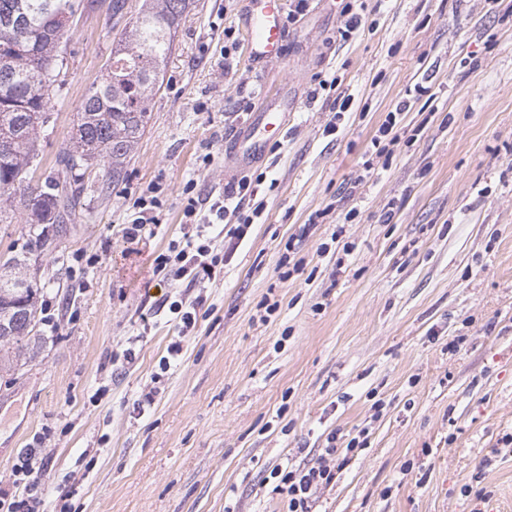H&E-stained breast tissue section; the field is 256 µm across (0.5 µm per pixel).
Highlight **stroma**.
<instances>
[{
	"label": "stroma",
	"mask_w": 512,
	"mask_h": 512,
	"mask_svg": "<svg viewBox=\"0 0 512 512\" xmlns=\"http://www.w3.org/2000/svg\"><path fill=\"white\" fill-rule=\"evenodd\" d=\"M84 3L36 180L56 172L124 25L111 0ZM511 4L370 0L343 42L337 0H313L282 59L253 62L242 45L224 53L225 28L244 35L247 0H195L123 176L110 183L104 163L86 173L82 207L44 258L39 354L0 372V487L34 485L40 512H285L271 468L363 431L315 512H512ZM322 70L349 96L345 112L310 99ZM418 84L432 99L410 97ZM284 97L272 149L234 166L235 140ZM404 100L390 164L367 159ZM254 173L262 212L234 247L208 206ZM189 181L225 256L194 287L153 273L181 235ZM151 184L159 224L128 244L121 229ZM198 297L209 314L170 360L167 303ZM130 346L134 362L113 374ZM32 448L49 456L38 474L22 467Z\"/></svg>",
	"instance_id": "1"
}]
</instances>
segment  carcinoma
I'll use <instances>...</instances> for the list:
<instances>
[{"instance_id": "carcinoma-1", "label": "carcinoma", "mask_w": 512, "mask_h": 512, "mask_svg": "<svg viewBox=\"0 0 512 512\" xmlns=\"http://www.w3.org/2000/svg\"><path fill=\"white\" fill-rule=\"evenodd\" d=\"M193 0H143L112 43V61L84 95L72 145L56 159L57 172L31 184L40 155L33 115L47 113L60 91L58 61L70 28L60 18L84 10L83 0H0V222L21 208L33 236L25 251L0 255V371L25 359L23 339L37 321V280L28 255L56 248L67 234L89 162L108 161L117 182L151 118V103L165 79L167 59Z\"/></svg>"}]
</instances>
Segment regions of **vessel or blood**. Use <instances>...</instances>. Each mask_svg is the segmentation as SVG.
I'll list each match as a JSON object with an SVG mask.
<instances>
[{
  "label": "vessel or blood",
  "mask_w": 512,
  "mask_h": 512,
  "mask_svg": "<svg viewBox=\"0 0 512 512\" xmlns=\"http://www.w3.org/2000/svg\"><path fill=\"white\" fill-rule=\"evenodd\" d=\"M247 25V51L251 59L273 61L283 53L286 33L282 22L283 0H250ZM282 128L280 110L268 107L258 115L254 126L240 136L236 149L246 154L264 150L270 136Z\"/></svg>",
  "instance_id": "1"
}]
</instances>
